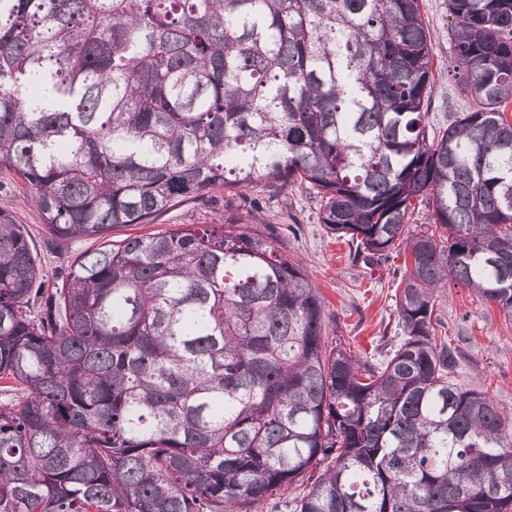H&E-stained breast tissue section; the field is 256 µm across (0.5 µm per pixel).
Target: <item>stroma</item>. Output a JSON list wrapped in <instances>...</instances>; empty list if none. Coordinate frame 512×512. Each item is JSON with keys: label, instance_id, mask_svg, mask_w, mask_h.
<instances>
[{"label": "stroma", "instance_id": "35a3bbf8", "mask_svg": "<svg viewBox=\"0 0 512 512\" xmlns=\"http://www.w3.org/2000/svg\"><path fill=\"white\" fill-rule=\"evenodd\" d=\"M423 3L436 74L429 120L443 126L456 113L470 111L474 103L448 74L453 58L448 0ZM1 204L26 225L47 283L63 279L79 254L98 247L91 240L61 248L51 242L33 197L16 174L4 166H0ZM249 211L274 224L279 247L289 257L302 260L323 299L328 336L340 338L344 347L369 359L375 355L381 337L397 335L394 294L405 277L404 256L392 254L383 265L370 269L352 263L345 241L327 233L318 220L316 199L300 186L267 193L252 206L224 190H215L163 213L154 223L116 228L112 236L117 239L161 233L178 224H206ZM435 300L449 345L462 353L454 382L485 392L501 413L512 419V319L465 288L439 289Z\"/></svg>", "mask_w": 512, "mask_h": 512}]
</instances>
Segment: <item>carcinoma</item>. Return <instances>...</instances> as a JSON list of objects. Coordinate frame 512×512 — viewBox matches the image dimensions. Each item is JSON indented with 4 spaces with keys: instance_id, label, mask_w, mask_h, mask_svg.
<instances>
[{
    "instance_id": "carcinoma-1",
    "label": "carcinoma",
    "mask_w": 512,
    "mask_h": 512,
    "mask_svg": "<svg viewBox=\"0 0 512 512\" xmlns=\"http://www.w3.org/2000/svg\"><path fill=\"white\" fill-rule=\"evenodd\" d=\"M448 13L478 109L438 131L421 0H0V165L101 243L48 289L0 207V512H512V425L433 303L512 317V0ZM296 183L352 261L407 253L376 361L258 214L112 240Z\"/></svg>"
}]
</instances>
